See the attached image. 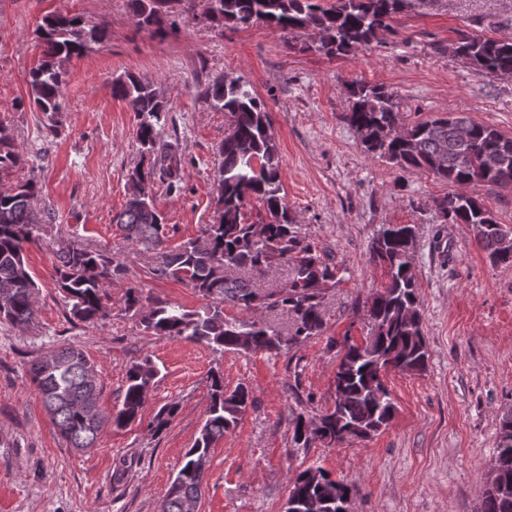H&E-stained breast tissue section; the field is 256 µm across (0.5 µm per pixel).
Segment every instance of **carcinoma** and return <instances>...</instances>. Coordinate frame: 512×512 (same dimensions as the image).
<instances>
[{
	"mask_svg": "<svg viewBox=\"0 0 512 512\" xmlns=\"http://www.w3.org/2000/svg\"><path fill=\"white\" fill-rule=\"evenodd\" d=\"M169 0H129L141 28H159L168 16ZM211 19L220 24L262 21L282 30H308L320 37L317 49L330 56H347L369 46L381 32L392 29L394 17L404 11L402 0H207ZM42 59L29 72L33 102L39 111L55 117L63 111V90L69 71L64 62L84 54L105 40V23L91 24L79 15L54 13L37 30ZM457 45L469 64L495 73L512 71V39L471 35ZM351 105L344 120L365 131L363 152L388 160L402 170L431 174L453 187L496 185L512 187V137L490 125L462 117H432L408 127L397 137L400 123L396 95L380 84L352 83ZM112 96L125 101L140 117L137 139L148 168L135 167L129 181L141 186L140 195L127 198L113 218L143 250L157 254L155 273L190 285L201 297L218 301L189 310L158 298H142L141 290L125 293V310L139 316L145 330L158 336L204 342L215 350L280 352L323 330L322 299L326 286L336 284V266L326 263L317 246L290 217L281 194L280 154L266 104L238 77L220 74L209 79L205 100L228 118V129L218 153L217 204L213 222L200 229L206 247L188 240L172 250L163 248L164 222L157 210L151 182L157 178L173 188L180 180L182 149L178 142H163L156 125L168 112L154 84L134 74L112 83ZM495 152L507 165L489 169L482 155ZM24 163L12 130L0 123V180L9 178ZM39 195L33 178L20 180L0 192V322L21 331L33 323L37 284L26 263V244ZM255 195L266 208V219H246V198ZM437 210L452 224H471L490 250L494 263L512 264V228L499 223L477 196L461 199L449 192L437 201ZM413 224H389L372 242V258L384 266L388 282L374 293L369 306L373 332L361 344H347L336 370V401L317 415V426L304 431L308 420L292 419L293 442L302 447L319 440L327 443L367 440L387 427L396 406L384 382L391 370L417 373L426 369L428 349L419 308V287L414 273ZM291 264L285 287L262 292L254 279L281 263ZM125 273L121 264L97 250L68 246L58 253L57 283L67 319L97 325L110 311L104 285ZM228 303L245 314L224 313ZM293 313L295 328L284 336L255 317L263 309ZM96 365L70 344L48 350L30 361L28 372L56 432L71 448H94L107 423L126 426L141 416L145 392L158 376L148 357L130 364L119 409L107 416L99 406V389L88 388L85 378ZM251 401L249 390L238 385L224 389V377L211 375L206 420L184 456L161 512H184L187 499L199 500L208 470L209 454L224 434L234 429ZM490 468L498 470V490H485L483 512H512V416L500 421L497 450ZM288 512H342L347 495L357 487L336 480L313 463L292 480Z\"/></svg>",
	"mask_w": 512,
	"mask_h": 512,
	"instance_id": "carcinoma-1",
	"label": "carcinoma"
}]
</instances>
